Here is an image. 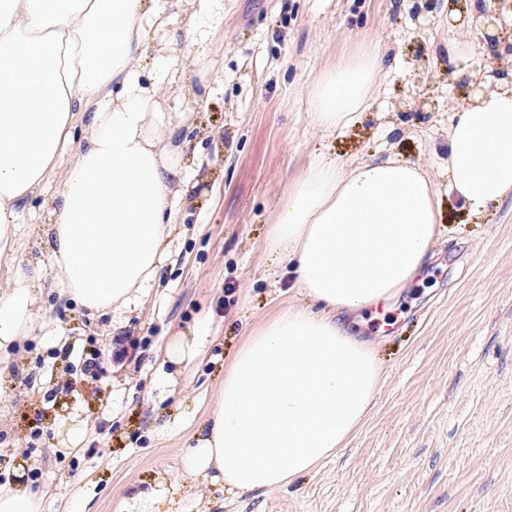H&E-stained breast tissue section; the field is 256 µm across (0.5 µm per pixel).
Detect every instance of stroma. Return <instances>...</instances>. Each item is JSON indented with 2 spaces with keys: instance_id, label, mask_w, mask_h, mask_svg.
Segmentation results:
<instances>
[{
  "instance_id": "1",
  "label": "stroma",
  "mask_w": 512,
  "mask_h": 512,
  "mask_svg": "<svg viewBox=\"0 0 512 512\" xmlns=\"http://www.w3.org/2000/svg\"><path fill=\"white\" fill-rule=\"evenodd\" d=\"M454 6L224 0L204 49L157 32L155 48L182 61L159 109L189 115L159 277L118 313L79 306L50 264L45 196L20 205L0 291L23 271L35 303L29 336L0 354V484H31L43 512H139L135 493L159 485L155 512H512V195L475 212L448 191V126L464 100L449 47L468 38L472 69L511 80L512 11L490 46L484 0ZM379 40L388 56L368 112L345 130H315L312 82ZM373 157L421 164L443 216L419 277L356 328L382 369L371 413L344 448L271 493L184 475L181 455L242 341L308 303L287 259L267 249L281 195L311 161ZM191 332L199 354L172 359L169 342ZM116 338L137 344L120 363ZM90 360L97 374L84 372Z\"/></svg>"
}]
</instances>
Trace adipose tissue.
I'll list each match as a JSON object with an SVG mask.
<instances>
[{
    "mask_svg": "<svg viewBox=\"0 0 512 512\" xmlns=\"http://www.w3.org/2000/svg\"><path fill=\"white\" fill-rule=\"evenodd\" d=\"M221 10L220 0H0V250L18 206L74 151L48 203V238L53 269L87 308L121 309L149 287L175 220L182 115L159 111L158 95L180 61L161 53L148 69L144 49L181 16L190 42L206 40ZM384 57L377 43L325 70L308 90L313 126L340 130L365 112ZM448 187L474 210L512 193V91L454 113ZM439 234L438 193L419 164H310L279 203L271 243L319 309L282 310L251 332L186 474L269 492L343 447L382 376L347 317L412 282ZM33 304L28 278L15 276L0 293V350L28 335Z\"/></svg>",
    "mask_w": 512,
    "mask_h": 512,
    "instance_id": "adipose-tissue-1",
    "label": "adipose tissue"
}]
</instances>
